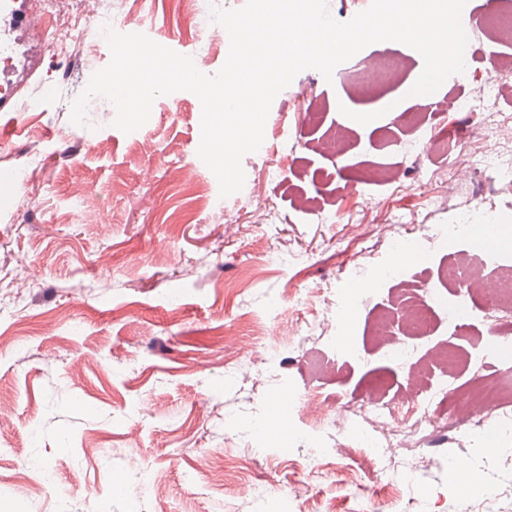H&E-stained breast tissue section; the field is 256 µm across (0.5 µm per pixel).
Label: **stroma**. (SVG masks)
Returning <instances> with one entry per match:
<instances>
[{
	"instance_id": "35a3bbf8",
	"label": "stroma",
	"mask_w": 512,
	"mask_h": 512,
	"mask_svg": "<svg viewBox=\"0 0 512 512\" xmlns=\"http://www.w3.org/2000/svg\"><path fill=\"white\" fill-rule=\"evenodd\" d=\"M55 9L43 36L26 35L35 67L0 112V512H349L332 471L305 469L309 456L339 446L335 463L356 469L367 512H512V440L502 436L512 405L488 409L480 429L453 420L457 393L487 378L512 384V373L499 369L488 323L449 326L457 286L438 278L472 247L470 237L449 239V225L512 214V190L466 165L485 148L487 127L512 125V90L484 87L488 57L512 59V43L471 30L476 57L462 86L448 80L424 96L410 93L421 55L393 41L366 46L332 78L300 72L271 105L262 149L242 160L243 188L223 198L198 155L202 108L191 92L156 99L129 134L93 108L88 126L71 123L73 101L111 52L92 32L70 60L53 56L43 39L80 0H55ZM122 10L202 73L224 65L226 42L199 35L180 0H124ZM380 57L397 58L396 77L356 85L353 74ZM454 93L464 106L445 110ZM32 97L40 110H26ZM398 237L416 239L415 258L390 251ZM394 265L399 280L374 286ZM426 292L436 299L432 333L409 337L394 320L392 340L413 351L394 361L377 318L394 296ZM228 338L247 366L234 367ZM288 339L281 364L265 370ZM448 346L461 360L432 410L452 425L428 437L415 431L406 396ZM384 388L405 445L429 460L416 473L402 470L405 445L381 462L355 440L366 425L348 406ZM285 392L315 398V408H292L283 448L261 447L256 430L272 426ZM315 413L326 423L310 441ZM219 454L247 463L269 495L212 485L204 460ZM459 464L469 483L449 482ZM47 469L54 483L43 487ZM147 474L161 499L142 493ZM489 475L492 490H475Z\"/></svg>"
}]
</instances>
